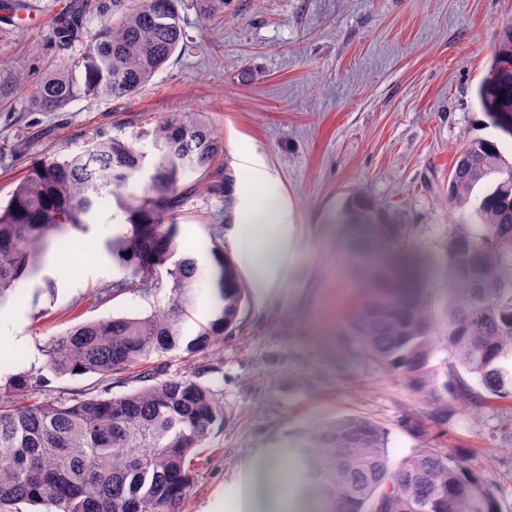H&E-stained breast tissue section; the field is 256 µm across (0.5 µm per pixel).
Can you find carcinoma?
<instances>
[{
  "label": "carcinoma",
  "instance_id": "carcinoma-1",
  "mask_svg": "<svg viewBox=\"0 0 512 512\" xmlns=\"http://www.w3.org/2000/svg\"><path fill=\"white\" fill-rule=\"evenodd\" d=\"M114 18L82 43L70 65L35 88L34 101L54 111L78 99L129 97L148 86L185 32L175 0H112ZM512 22L501 26L493 81L480 92L483 109L512 136ZM224 143L198 112L156 124L150 149L107 138L81 153L31 164L0 205V295L41 270L50 244L85 230L102 201H115L105 253L128 276L112 292L153 293L167 276L168 305L145 316L79 324L48 344L46 368L56 375L99 376L70 397L50 396L40 370L0 384V512H178L193 484V460L225 421L221 394L200 380L203 366L169 375L160 366L139 374L142 385L114 394V377L152 354L183 350L187 358L224 342L248 302L247 280L223 245L204 247L206 263L179 251L176 214L202 183ZM234 177L209 189L232 201ZM484 191L472 205L474 190ZM443 261L448 305L415 264L416 225L358 189L336 214L355 231L347 258L367 272L362 304L349 323L371 361L422 395L444 426L448 404L437 397L434 356L447 354L457 398L512 401V159L488 139L469 140L449 176ZM210 317L193 333L186 324L202 290ZM481 389L474 391L465 376ZM389 433L366 418L344 416L299 439L289 452L295 494L305 512H502L498 497L464 457L418 443L391 464Z\"/></svg>",
  "mask_w": 512,
  "mask_h": 512
}]
</instances>
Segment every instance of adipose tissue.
<instances>
[{
	"instance_id": "adipose-tissue-1",
	"label": "adipose tissue",
	"mask_w": 512,
	"mask_h": 512,
	"mask_svg": "<svg viewBox=\"0 0 512 512\" xmlns=\"http://www.w3.org/2000/svg\"><path fill=\"white\" fill-rule=\"evenodd\" d=\"M236 250L254 287H271L289 248L288 215L278 207L246 206L235 226ZM280 461L261 453L245 461L238 474L237 512H283Z\"/></svg>"
}]
</instances>
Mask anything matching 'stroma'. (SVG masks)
I'll return each instance as SVG.
<instances>
[{"label": "stroma", "instance_id": "stroma-1", "mask_svg": "<svg viewBox=\"0 0 512 512\" xmlns=\"http://www.w3.org/2000/svg\"><path fill=\"white\" fill-rule=\"evenodd\" d=\"M31 25L0 22V200L31 161L66 158L92 141L144 139L176 112L201 113L224 140L236 205L262 195L288 213L290 247L273 288L251 290L235 334L197 356L227 419L201 449L200 467L179 512H204L236 491L241 464L337 418H368L389 433L391 461L424 435L461 452L512 512V405L450 398L447 426L422 396L370 362L346 324L360 277L346 263L345 225L336 213L358 186L416 225L420 251L441 258L450 215L448 172L460 146L483 137L512 154L478 92L491 75L512 0H224L209 12L181 0L186 41L139 94L77 99L59 111L36 108L34 88L71 51L57 20L75 16L85 34L105 18L94 0H38ZM266 174L253 184L254 170ZM113 202L72 247H51L42 271L0 298V324L25 336L0 349V374L45 367V349L71 326L142 316L166 306L169 282L144 296L113 293L123 277L104 252ZM180 250L198 254L218 238L235 253L234 214L223 196L198 188L178 212Z\"/></svg>", "mask_w": 512, "mask_h": 512}]
</instances>
